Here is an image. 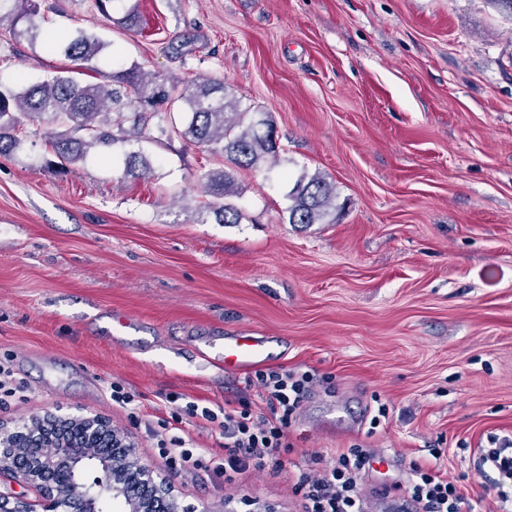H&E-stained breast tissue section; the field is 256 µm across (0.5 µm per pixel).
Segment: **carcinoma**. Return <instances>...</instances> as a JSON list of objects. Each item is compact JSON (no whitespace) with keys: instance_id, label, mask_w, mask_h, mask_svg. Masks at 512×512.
Returning a JSON list of instances; mask_svg holds the SVG:
<instances>
[{"instance_id":"cac0c4a2","label":"carcinoma","mask_w":512,"mask_h":512,"mask_svg":"<svg viewBox=\"0 0 512 512\" xmlns=\"http://www.w3.org/2000/svg\"><path fill=\"white\" fill-rule=\"evenodd\" d=\"M37 14L35 0H0V29L8 21L12 35L34 38ZM22 21L26 27L20 29ZM45 45L85 69L108 48L99 37L83 31L74 35L48 33ZM173 92L174 87L161 76L138 65L116 73L102 72L95 83L83 84L73 71L64 69L18 89L0 85V156L14 153L24 123L46 119L59 127L50 141L53 153L73 167L90 150L106 151L120 135L141 133L147 115L169 112L180 102L185 116L181 126H173V132L208 147L220 158V166L205 174V189L218 199L207 209L221 224L241 223L243 212L224 199L237 194L236 169L277 155L279 147L271 133L257 130L268 125V120L245 122V113L229 99L224 83L219 81L191 80L179 95ZM147 172L148 164L140 153L126 155L124 175L142 178ZM288 200V223L320 224L334 207L336 187L318 174L303 176L288 192Z\"/></svg>"}]
</instances>
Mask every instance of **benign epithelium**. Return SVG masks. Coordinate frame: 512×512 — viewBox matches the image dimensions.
<instances>
[{
	"label": "benign epithelium",
	"instance_id": "1",
	"mask_svg": "<svg viewBox=\"0 0 512 512\" xmlns=\"http://www.w3.org/2000/svg\"><path fill=\"white\" fill-rule=\"evenodd\" d=\"M54 423L61 434L43 451L37 427ZM94 463L102 476L88 482L83 468ZM0 473H7L42 498V512H103L110 499L124 512H190L181 508L174 487L156 479L127 436L93 414H43L11 427L0 424ZM0 512H36L26 497L0 496Z\"/></svg>",
	"mask_w": 512,
	"mask_h": 512
}]
</instances>
